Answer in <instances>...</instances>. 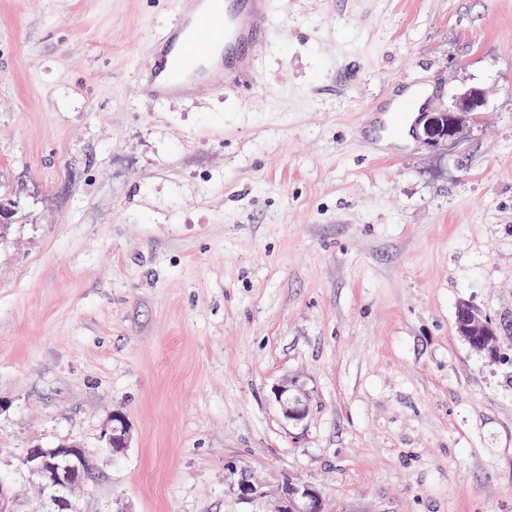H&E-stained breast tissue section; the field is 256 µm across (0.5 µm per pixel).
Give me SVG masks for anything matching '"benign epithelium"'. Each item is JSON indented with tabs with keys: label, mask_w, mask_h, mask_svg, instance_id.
Returning <instances> with one entry per match:
<instances>
[{
	"label": "benign epithelium",
	"mask_w": 512,
	"mask_h": 512,
	"mask_svg": "<svg viewBox=\"0 0 512 512\" xmlns=\"http://www.w3.org/2000/svg\"><path fill=\"white\" fill-rule=\"evenodd\" d=\"M486 93L477 86L457 91L450 102L424 113L422 136L428 143L455 141L472 116L484 110ZM464 321L459 332L469 346L489 357L497 355V329L482 310L474 305L459 308ZM285 419L303 421L309 413L306 393L295 377L276 391ZM102 451L112 456L124 455L131 443L126 415L110 413L101 432ZM91 469L89 457L81 446L67 440L55 447L39 445L25 450L22 473L40 489L41 512H81L78 497ZM227 491L238 504L251 507L249 512H321L320 492L301 481H280L270 485L255 479L245 467L234 461L224 465Z\"/></svg>",
	"instance_id": "7a95c632"
}]
</instances>
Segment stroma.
Listing matches in <instances>:
<instances>
[{
    "label": "stroma",
    "mask_w": 512,
    "mask_h": 512,
    "mask_svg": "<svg viewBox=\"0 0 512 512\" xmlns=\"http://www.w3.org/2000/svg\"><path fill=\"white\" fill-rule=\"evenodd\" d=\"M176 0H0V480L91 454L83 512H243L224 464L325 512H512V0H283L263 92L156 101ZM487 98L456 142L373 100ZM500 357L455 330L460 301ZM300 377L310 412L275 396ZM124 456L101 451L112 411ZM414 110V101L410 98L402 99L398 104L388 109H383L373 103L367 112H383L385 129L391 134L401 133L407 123L409 113ZM457 309L460 312L461 318H464L459 328L460 337L473 350L491 358L495 357L497 355L498 336L493 322L475 305H471L467 309L458 305ZM478 333L480 336H476ZM118 423V426H114ZM101 442L103 448L101 450L112 456L124 455L131 443L130 426L126 415L118 410L112 411L102 429Z\"/></svg>",
    "instance_id": "stroma-1"
}]
</instances>
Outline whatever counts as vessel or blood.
Masks as SVG:
<instances>
[{"label":"vessel or blood","mask_w":512,"mask_h":512,"mask_svg":"<svg viewBox=\"0 0 512 512\" xmlns=\"http://www.w3.org/2000/svg\"><path fill=\"white\" fill-rule=\"evenodd\" d=\"M275 0H179L177 21L149 45L139 93L152 100L258 92L256 49L274 26ZM414 109L402 99L385 109V129L401 133Z\"/></svg>","instance_id":"b4317fda"}]
</instances>
